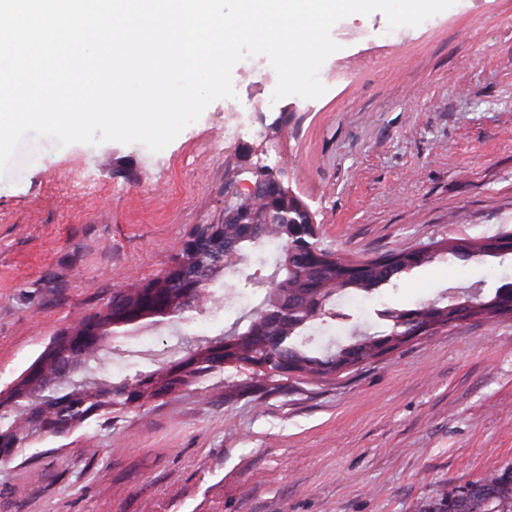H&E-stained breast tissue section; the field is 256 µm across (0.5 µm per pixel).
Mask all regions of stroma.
Here are the masks:
<instances>
[{"label": "stroma", "mask_w": 512, "mask_h": 512, "mask_svg": "<svg viewBox=\"0 0 512 512\" xmlns=\"http://www.w3.org/2000/svg\"><path fill=\"white\" fill-rule=\"evenodd\" d=\"M357 40L323 64L327 91L252 116L248 144L309 206L322 247L371 256L451 237L512 232V0H456L391 41L383 13L345 18ZM223 100L162 151L44 138L0 177V391L59 333L119 288L161 275L199 224L250 196L225 147ZM246 143V144H247ZM276 267L251 254L217 277L187 319L143 322L110 341L105 379L153 370L177 337L244 326ZM512 281V259H440L378 289L413 308ZM387 325L337 304L307 333ZM227 366L92 417L0 459V512H434L442 498L512 467V319L466 321L407 341L328 382L284 374L248 390Z\"/></svg>", "instance_id": "stroma-1"}]
</instances>
